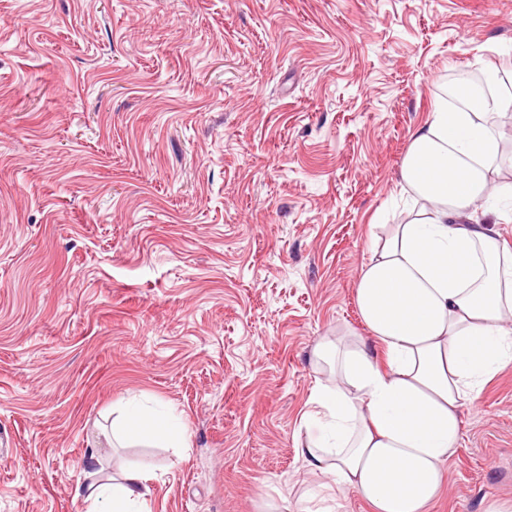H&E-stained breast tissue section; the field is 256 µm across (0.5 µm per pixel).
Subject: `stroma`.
<instances>
[{
  "label": "stroma",
  "instance_id": "35a3bbf8",
  "mask_svg": "<svg viewBox=\"0 0 512 512\" xmlns=\"http://www.w3.org/2000/svg\"><path fill=\"white\" fill-rule=\"evenodd\" d=\"M484 62L512 92V0H0V512H87L94 453L151 512H305L313 352ZM133 398L182 447L106 443ZM445 471L431 512L512 500V366Z\"/></svg>",
  "mask_w": 512,
  "mask_h": 512
}]
</instances>
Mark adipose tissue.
Wrapping results in <instances>:
<instances>
[{
  "instance_id": "ef3b65f1",
  "label": "adipose tissue",
  "mask_w": 512,
  "mask_h": 512,
  "mask_svg": "<svg viewBox=\"0 0 512 512\" xmlns=\"http://www.w3.org/2000/svg\"><path fill=\"white\" fill-rule=\"evenodd\" d=\"M461 105H437L415 128L400 182L418 204L412 218L371 235L355 301L367 336L318 345L317 383L300 426L302 456L328 484L314 512H336L338 493L374 512H429L444 490L443 467L460 437V411L484 383L512 364V250L478 210L512 201V182L493 181L498 127L508 96L466 88ZM135 438L177 446L183 426L132 410ZM150 468L95 479L92 504L149 512Z\"/></svg>"
}]
</instances>
